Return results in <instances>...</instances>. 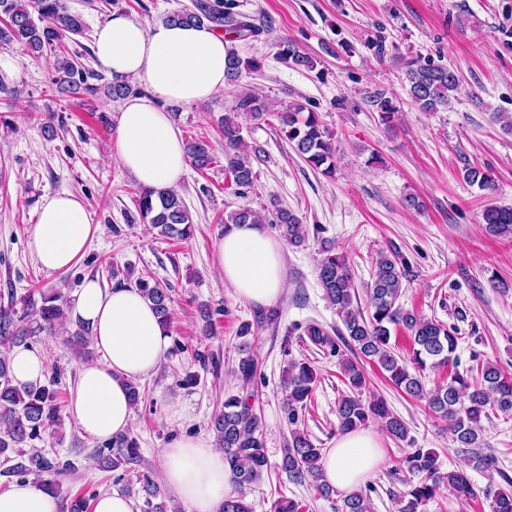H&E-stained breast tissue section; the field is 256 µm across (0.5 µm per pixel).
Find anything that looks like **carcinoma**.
<instances>
[{
  "instance_id": "cac0c4a2",
  "label": "carcinoma",
  "mask_w": 512,
  "mask_h": 512,
  "mask_svg": "<svg viewBox=\"0 0 512 512\" xmlns=\"http://www.w3.org/2000/svg\"><path fill=\"white\" fill-rule=\"evenodd\" d=\"M0 15L4 19L0 42L17 41L36 59L47 51L56 50L65 37L83 33L81 17L70 11L66 0H0ZM167 21L185 25L207 22L222 28L229 18L213 8L208 0H195L194 10L173 12L167 16ZM278 55L293 67L314 68L313 57L300 50L292 40L279 44ZM54 66L60 74L59 82L65 85L70 96L77 98L95 91L69 58L56 57ZM244 66L256 69L258 62L254 59L244 61L236 51H228V82L237 81ZM406 67L409 96L420 110L437 112L448 107L460 86V78L454 70L421 57L407 61ZM369 103L384 120L396 112L393 102L381 93L369 96ZM240 112L249 113L258 120L266 116L276 118L280 133L292 144L297 155L323 175H333L335 162L331 136L320 123L317 113L298 102L275 111L255 95L243 93L237 96L233 110L224 114L219 125L224 138V172L236 187L253 185L257 174L251 154H259L257 150L250 151L241 136V127L236 120ZM185 146L187 158L197 170L209 168L216 160L214 148L203 138H194ZM463 178L482 190L490 191L495 186L489 168L469 165L464 169ZM272 207L269 222L276 225L288 243H302L305 238L302 220L275 202ZM138 210L142 220L161 237L187 240L193 233L192 216L172 189L139 190ZM228 223L262 224L264 219L256 211L242 207L230 213ZM482 224L492 236L512 237V207L487 205L482 211ZM403 277L396 260L379 255L368 286L367 306L363 308L354 304L353 276L345 256L337 253L330 244L321 247L318 280L328 301L336 306L346 335L337 340L319 324L310 323L304 329V336L319 349L338 357L340 372L351 391L338 403L339 429L342 432L356 430L376 420L392 438L408 441L406 424L389 409L384 399L377 397L365 401L361 398L366 386L365 370L359 362L362 356L388 373V379L396 388L413 398L426 400L429 409L448 422V432L456 447L471 449L470 465L474 469L492 470L496 467L495 459L476 451L481 442V421L492 414L512 416V377L487 363L481 367L476 379L455 371L447 382L426 389L422 373L427 368L456 364L457 331L452 326L403 309L399 304ZM136 287L154 306L162 328L169 329L173 318L169 289L151 277L139 278ZM40 300L41 303H36L30 292L20 298L12 295L8 305L0 306L1 347L14 346L38 333L50 336L56 325L70 320L69 307L61 293H42ZM19 303L23 307L21 314L17 310ZM393 326H402L409 333L412 350L406 357L397 354L396 345L391 343ZM69 342L83 354L90 355V332L84 325H76ZM347 350L350 351L348 355L345 354ZM258 367L256 357L248 354L239 359L235 373L243 384L250 385L257 378ZM317 383L318 372L311 363L289 361L284 370V386L288 390L290 424L298 423V409L307 407ZM57 384L58 373L54 372L43 384L18 387L11 379L8 357L0 356V455L9 463L0 471V476L34 474L40 478L42 489L61 500L63 512H89L87 498L72 497L64 491L63 481L74 466L60 462L50 456L48 450L39 447L45 438L60 436L63 416ZM210 429L215 447L224 451L236 484V492L224 499L219 512H251L245 490L262 479L268 466L260 418L254 405L245 397L228 396L222 409L211 419ZM140 458L139 443L131 434L105 442L94 455L104 469L125 472L138 465ZM321 458V449L296 428L292 431L291 446L283 458L282 468L297 482L312 481L317 492L327 497L333 489L322 482ZM403 465L420 480L410 484L405 493L408 500L400 512H418L420 506L436 496L443 482L461 496L473 494L465 473H440L437 453L430 449H414L405 456ZM138 482L145 512H168L166 493L158 483L145 473L138 475ZM484 495L490 500L491 512H512V489L490 485ZM341 512H371L370 498L359 491L346 495L342 499Z\"/></svg>"
}]
</instances>
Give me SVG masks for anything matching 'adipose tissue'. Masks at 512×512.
<instances>
[{"instance_id": "adipose-tissue-1", "label": "adipose tissue", "mask_w": 512, "mask_h": 512, "mask_svg": "<svg viewBox=\"0 0 512 512\" xmlns=\"http://www.w3.org/2000/svg\"><path fill=\"white\" fill-rule=\"evenodd\" d=\"M231 39L211 25L160 22L147 27L122 14L95 35L99 67L113 75L143 81L149 97L127 99L120 107L112 155L138 187L174 188L186 171L185 143L168 103L204 102L227 86L226 59ZM92 216L79 196L60 191L44 196L33 227L31 247L51 271L70 268L86 252ZM217 265L237 299L267 305L285 288L283 246L261 224H234L217 244ZM88 323L103 362L82 364L71 413L79 429L108 441L132 428L134 408L125 380L152 375L169 346L151 303L139 288L105 289L89 278L73 309ZM161 476L188 512H218L232 489L222 450L204 437L182 435L161 451ZM385 461L382 440L372 430L337 438L322 461L323 477L349 494L369 480ZM59 499L30 479L0 492V512H61Z\"/></svg>"}]
</instances>
